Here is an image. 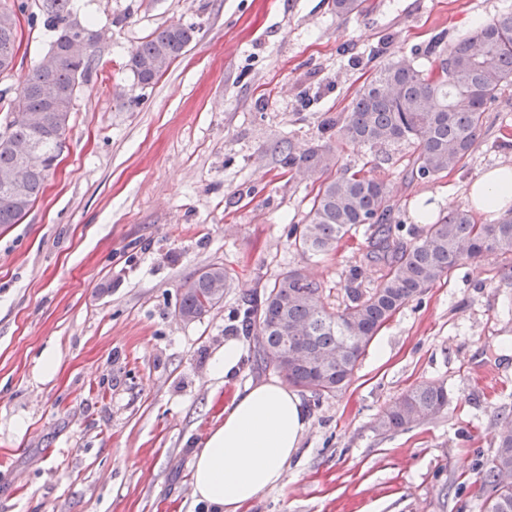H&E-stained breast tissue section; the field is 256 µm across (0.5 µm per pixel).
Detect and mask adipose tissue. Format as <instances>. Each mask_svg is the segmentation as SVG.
<instances>
[{
	"label": "adipose tissue",
	"instance_id": "ef3b65f1",
	"mask_svg": "<svg viewBox=\"0 0 512 512\" xmlns=\"http://www.w3.org/2000/svg\"><path fill=\"white\" fill-rule=\"evenodd\" d=\"M468 197L480 214L511 210L512 166L481 174ZM307 427L300 398L286 385H248L225 406L223 423L194 453V498L213 512H242L264 491L284 486Z\"/></svg>",
	"mask_w": 512,
	"mask_h": 512
}]
</instances>
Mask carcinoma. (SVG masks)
Here are the masks:
<instances>
[{"label": "carcinoma", "mask_w": 512, "mask_h": 512, "mask_svg": "<svg viewBox=\"0 0 512 512\" xmlns=\"http://www.w3.org/2000/svg\"><path fill=\"white\" fill-rule=\"evenodd\" d=\"M73 0H42L41 15L31 16L52 33V41L19 94L8 104L13 119L0 134V225L15 224L42 193L62 149L58 131L66 130L74 101L97 65V52L71 55L66 45L78 35ZM366 0H332L338 17L359 15ZM193 24L157 27L130 52L127 66L145 87L168 72L196 39ZM17 16L0 8V74L14 66ZM431 37L416 57L394 55L376 66L355 93L347 111L327 119L326 129L348 143L377 147L407 141L413 152L400 170L404 182L429 183L465 166L478 148L484 112L505 84H512V8L481 23L455 42ZM35 153L21 161V149ZM282 163L318 182L301 221L288 229L291 246L325 255L356 235L364 239L363 261L377 267L375 284L362 287L360 267L349 270L344 307L330 310L323 285L300 268L278 274L244 298L241 326L262 337L256 358L274 366L289 383L310 393L313 405L336 396L351 380L359 358L380 329L402 308L461 262L488 253L512 255V215L488 224L456 208L420 227L416 241H403L390 191L340 163L327 144L296 154ZM230 278L219 264L207 265L181 287L178 312L186 321L208 314L224 301ZM449 403L441 383L408 389L375 419L383 434L405 430L440 415ZM512 484V428L498 434L496 449L483 472L479 494L486 498L502 483Z\"/></svg>", "instance_id": "cac0c4a2"}]
</instances>
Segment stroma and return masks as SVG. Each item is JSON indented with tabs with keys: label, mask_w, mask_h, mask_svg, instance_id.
<instances>
[{
	"label": "stroma",
	"mask_w": 512,
	"mask_h": 512,
	"mask_svg": "<svg viewBox=\"0 0 512 512\" xmlns=\"http://www.w3.org/2000/svg\"><path fill=\"white\" fill-rule=\"evenodd\" d=\"M102 31L98 66L74 103L65 146L42 194L0 226V512H206L192 496L193 456L224 407L249 384L275 379L244 336L243 299L298 267L343 304L362 238L302 255L288 227L316 187L291 177L276 149L330 144L351 170L383 180L406 225L432 207H467L469 185L512 165V85L484 114L465 167L405 184L412 152L328 138L372 69L444 33L473 32L512 0H369L337 17L331 0H74ZM171 22L199 28L155 84L126 67L144 37ZM21 46L0 94L14 99L52 35L21 18ZM211 263L231 277L201 319L178 314L182 284ZM241 349L231 380L211 369L227 341ZM498 367L496 394L473 379ZM440 382L437 418L386 434L376 415L408 389ZM284 487L247 512H483L479 473L512 425V258L458 266L396 313L349 384L313 405Z\"/></svg>",
	"instance_id": "1"
}]
</instances>
